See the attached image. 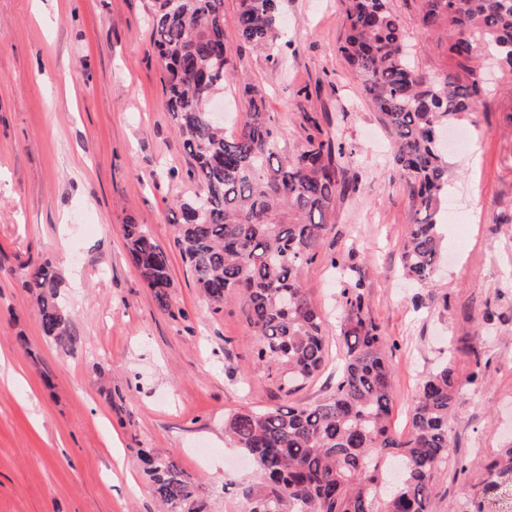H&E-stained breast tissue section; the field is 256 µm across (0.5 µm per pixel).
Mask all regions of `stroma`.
I'll use <instances>...</instances> for the list:
<instances>
[{
    "mask_svg": "<svg viewBox=\"0 0 512 512\" xmlns=\"http://www.w3.org/2000/svg\"><path fill=\"white\" fill-rule=\"evenodd\" d=\"M417 69L449 65L446 44L420 30L410 0H393ZM236 0L224 37L240 71L266 92L288 146L303 142L304 112L351 149L354 191L328 216L322 253L299 277L327 313L330 358L286 396L265 368L240 300L213 313L174 241L177 203L198 191L166 107L152 0H0V512H166L141 450L171 452L200 486L206 512H249L258 479L224 438L239 410L301 404L336 383L338 254L365 274L389 341L391 422L407 433L418 386L448 340L491 336L484 380L452 423L459 458L436 483L431 512H458L481 494V462L512 445V94L492 93L461 121L474 146L448 156L451 209L434 286L403 275L412 222L387 134L337 51L342 0H281L289 45L281 66L243 46ZM147 225L170 257L161 308L129 258L123 227ZM49 262L73 344L41 330L25 286Z\"/></svg>",
    "mask_w": 512,
    "mask_h": 512,
    "instance_id": "35a3bbf8",
    "label": "stroma"
}]
</instances>
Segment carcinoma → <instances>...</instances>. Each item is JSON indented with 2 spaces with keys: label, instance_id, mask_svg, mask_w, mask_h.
<instances>
[{
  "label": "carcinoma",
  "instance_id": "carcinoma-1",
  "mask_svg": "<svg viewBox=\"0 0 512 512\" xmlns=\"http://www.w3.org/2000/svg\"><path fill=\"white\" fill-rule=\"evenodd\" d=\"M420 26L448 42L451 62L437 76L419 72L406 49L392 0H345L338 52L361 83L386 129L391 160L407 191L413 222L400 251L404 273L427 286L442 256L441 208L448 202V161L438 141L444 126L467 116L489 95V69L512 74V0H414ZM242 44L281 65L280 0H237ZM153 36L163 67L166 106L191 160L201 193L180 205L175 243L194 285L220 311L239 296L256 336L254 358L289 394L326 362L325 319L298 274L320 253L327 215L350 188L348 156L326 137L317 117L301 114L305 141L288 151L266 112L263 89L244 81L238 134L227 136L206 110L209 96L236 77L224 38V0H155ZM133 264L162 307L171 287L168 252L144 224H127ZM341 271V366L332 391L305 405L238 411L224 433L256 464L259 491L250 512H431L438 474L454 462L451 422L467 387L484 376L482 347L467 335L419 387L409 431L391 425L388 342L370 314L363 275ZM42 332L72 342L69 318L48 263L28 271ZM471 354L461 374L458 354ZM154 495L167 512H203L196 481L167 451L143 453ZM512 475V448L484 465L485 490Z\"/></svg>",
  "mask_w": 512,
  "mask_h": 512
}]
</instances>
